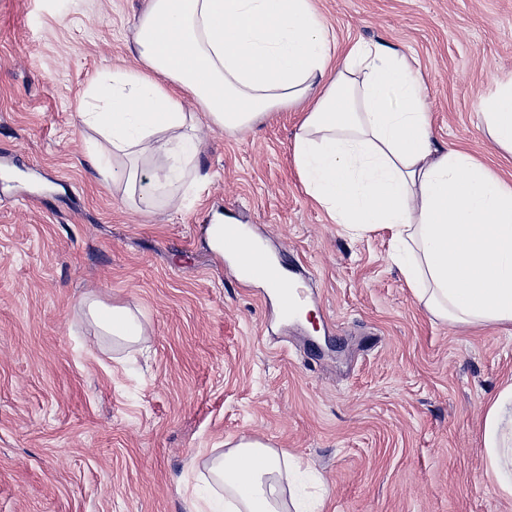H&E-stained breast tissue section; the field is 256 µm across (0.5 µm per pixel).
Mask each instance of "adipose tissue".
<instances>
[{
	"mask_svg": "<svg viewBox=\"0 0 512 512\" xmlns=\"http://www.w3.org/2000/svg\"><path fill=\"white\" fill-rule=\"evenodd\" d=\"M335 41L312 0H148L134 32L138 68L98 75L78 112L96 134L102 186L125 184L137 210L159 213L160 188L181 191L202 124L236 136L271 112L306 106L293 161L306 194L353 236L384 229L391 261L429 314L512 332V183L432 139L418 71L380 42L355 41L328 75ZM492 141L512 154V80L482 97ZM122 157L123 167H108ZM101 336L133 350L145 328L128 306L80 301ZM488 474L512 497V383L483 423ZM300 464L243 439L211 456L225 512H306Z\"/></svg>",
	"mask_w": 512,
	"mask_h": 512,
	"instance_id": "1",
	"label": "adipose tissue"
}]
</instances>
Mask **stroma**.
<instances>
[{"mask_svg":"<svg viewBox=\"0 0 512 512\" xmlns=\"http://www.w3.org/2000/svg\"><path fill=\"white\" fill-rule=\"evenodd\" d=\"M145 0H0V512H185L204 459L242 438L309 470L322 512H512L487 474L489 402L512 335L432 318L389 259L306 194L280 110L204 129L195 186L163 218L104 189L77 114L97 75L135 66ZM338 44L380 41L419 71L432 133L512 176L477 112L512 78V0H314ZM245 225L303 270L306 318L210 246ZM137 310L142 350L79 309ZM197 469H190V461Z\"/></svg>","mask_w":512,"mask_h":512,"instance_id":"35a3bbf8","label":"stroma"}]
</instances>
